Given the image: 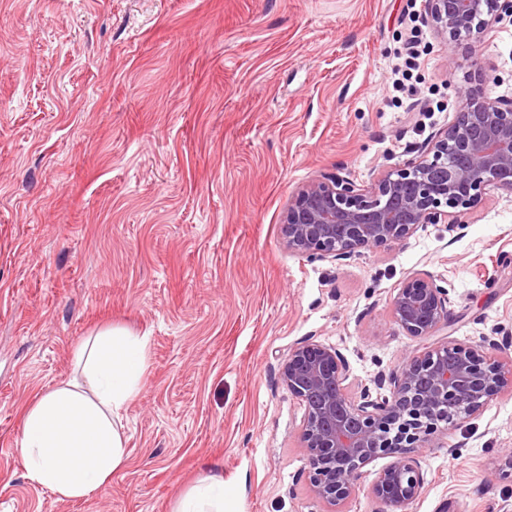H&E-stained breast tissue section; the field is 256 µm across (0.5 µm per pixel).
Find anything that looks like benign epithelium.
<instances>
[{
  "instance_id": "benign-epithelium-1",
  "label": "benign epithelium",
  "mask_w": 512,
  "mask_h": 512,
  "mask_svg": "<svg viewBox=\"0 0 512 512\" xmlns=\"http://www.w3.org/2000/svg\"><path fill=\"white\" fill-rule=\"evenodd\" d=\"M426 18L448 44H458L511 19L512 0H426ZM488 186L512 191V103L478 91L427 153L370 186L336 173L299 188L283 217L286 244L300 255L352 258L442 223L448 210L471 207ZM391 314L406 335L434 336L448 325L447 290L428 274H413L394 295ZM497 347L487 336L472 345L446 340L352 398L341 353L316 341L297 343L281 379L305 405L309 481L325 512H342L361 468L380 454L392 462L377 473L371 494L388 512H405L426 485L412 450L426 447L439 424L454 425L512 391V360L488 356Z\"/></svg>"
}]
</instances>
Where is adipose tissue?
I'll list each match as a JSON object with an SVG mask.
<instances>
[{
	"mask_svg": "<svg viewBox=\"0 0 512 512\" xmlns=\"http://www.w3.org/2000/svg\"><path fill=\"white\" fill-rule=\"evenodd\" d=\"M73 357L81 375L24 407L19 441L27 479L61 501L89 497L125 465L124 413L141 392L147 339L109 328L78 345ZM174 512H224L223 477L202 479Z\"/></svg>",
	"mask_w": 512,
	"mask_h": 512,
	"instance_id": "ef3b65f1",
	"label": "adipose tissue"
}]
</instances>
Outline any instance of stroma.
<instances>
[{
  "instance_id": "1",
  "label": "stroma",
  "mask_w": 512,
  "mask_h": 512,
  "mask_svg": "<svg viewBox=\"0 0 512 512\" xmlns=\"http://www.w3.org/2000/svg\"><path fill=\"white\" fill-rule=\"evenodd\" d=\"M424 0H0V512H173L210 474L224 512H322L304 340L337 348L349 396L429 347L390 314L402 282L447 289L448 339L512 358V191L334 260L288 251L302 184L368 185L419 156L468 92L512 101V19L446 45ZM421 65L392 89L416 31ZM150 339L128 459L59 501L25 477L21 414L75 376L76 345ZM512 394L421 450L406 512H512Z\"/></svg>"
}]
</instances>
